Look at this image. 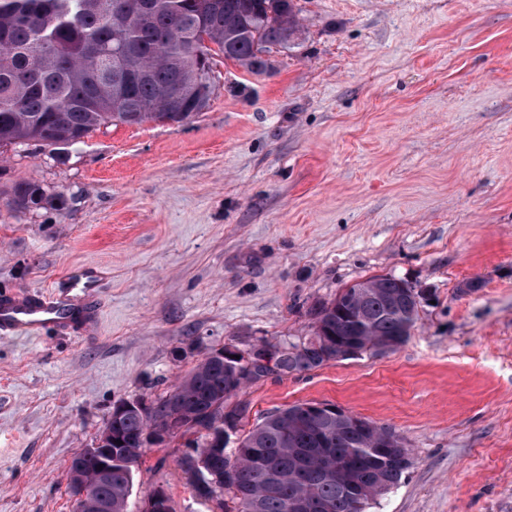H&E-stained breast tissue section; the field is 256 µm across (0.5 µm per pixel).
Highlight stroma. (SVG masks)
<instances>
[{
  "label": "stroma",
  "instance_id": "obj_1",
  "mask_svg": "<svg viewBox=\"0 0 512 512\" xmlns=\"http://www.w3.org/2000/svg\"><path fill=\"white\" fill-rule=\"evenodd\" d=\"M294 4L293 45L259 75L218 64L191 123L0 149V293L105 274L87 338L0 335V512H73L68 465L113 403L225 344L298 341L312 305L371 276L420 291L407 341L265 378L243 429L332 403L411 450L368 512H512V0ZM31 181L56 200L12 207ZM184 449H146L132 505L162 488L173 512H213Z\"/></svg>",
  "mask_w": 512,
  "mask_h": 512
}]
</instances>
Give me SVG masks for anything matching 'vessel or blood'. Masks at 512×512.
I'll return each instance as SVG.
<instances>
[{"mask_svg": "<svg viewBox=\"0 0 512 512\" xmlns=\"http://www.w3.org/2000/svg\"><path fill=\"white\" fill-rule=\"evenodd\" d=\"M99 310V296L77 303L65 288L5 293L0 295V334L51 329L61 335H82Z\"/></svg>", "mask_w": 512, "mask_h": 512, "instance_id": "b4317fda", "label": "vessel or blood"}]
</instances>
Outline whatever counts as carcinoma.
<instances>
[{"label": "carcinoma", "instance_id": "cac0c4a2", "mask_svg": "<svg viewBox=\"0 0 512 512\" xmlns=\"http://www.w3.org/2000/svg\"><path fill=\"white\" fill-rule=\"evenodd\" d=\"M291 2L147 0L144 9L141 0H0V148L34 143L62 151L107 124L192 122L201 115L195 102L186 99L172 112L159 89L207 64L194 55L196 33H205L224 61L263 73L269 62L254 46L269 51L292 41ZM50 198L42 185L27 182L15 188L10 205L26 210ZM419 306L405 280L373 276L313 305L314 330L305 340L263 342L273 350L271 366L252 362L247 351L237 360L204 355L150 407L113 421L125 464L99 477L86 462L68 472L70 494L85 487L111 512H132L144 434L169 429L176 415L191 436L181 467L195 487L196 463L212 459L219 486L209 498L220 512H289L296 499L308 503L307 512H366L411 465L404 438L388 426V443L375 448L336 415L312 414L304 402L266 415L231 451L214 454L209 439L228 422L239 430L247 412L241 394L269 375L309 373L336 360L338 346L365 353L405 343Z\"/></svg>", "mask_w": 512, "mask_h": 512}]
</instances>
